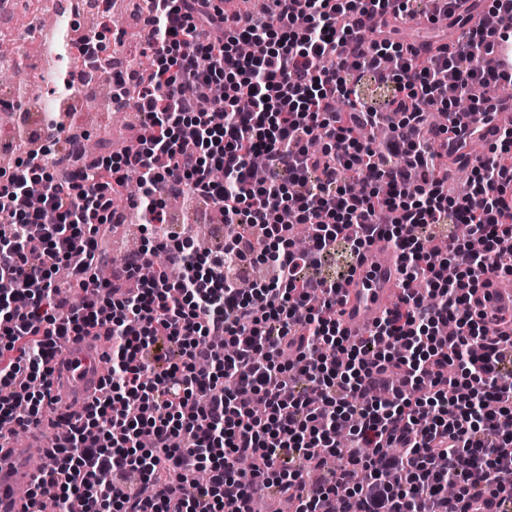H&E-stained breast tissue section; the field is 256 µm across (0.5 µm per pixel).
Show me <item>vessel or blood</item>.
<instances>
[{
	"mask_svg": "<svg viewBox=\"0 0 512 512\" xmlns=\"http://www.w3.org/2000/svg\"><path fill=\"white\" fill-rule=\"evenodd\" d=\"M399 286L396 255L384 238L375 237L352 279L339 292L337 308L346 334H367L390 307ZM50 365L59 410L68 411L102 397L107 365L98 337H69ZM51 462L42 429H30L21 445L0 443V512H25L38 466Z\"/></svg>",
	"mask_w": 512,
	"mask_h": 512,
	"instance_id": "vessel-or-blood-1",
	"label": "vessel or blood"
}]
</instances>
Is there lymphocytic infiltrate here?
<instances>
[{"instance_id": "lymphocytic-infiltrate-1", "label": "lymphocytic infiltrate", "mask_w": 512, "mask_h": 512, "mask_svg": "<svg viewBox=\"0 0 512 512\" xmlns=\"http://www.w3.org/2000/svg\"><path fill=\"white\" fill-rule=\"evenodd\" d=\"M414 2L269 0L263 22L233 29L215 0H151V72L131 82L139 148L56 159L42 146L0 172V282L12 286L0 295V422L41 423L61 339L101 330L112 342L106 394L63 416L70 436L40 468L31 512L47 500L65 512H255L268 488L291 512H512V336L490 330L503 312L476 305L507 272L512 126L485 156L448 146L450 129L488 112V91L512 84L487 65L512 39V0H493L483 30L454 0H428L459 30L429 57L385 33L419 16ZM252 40L264 53L241 55ZM367 78L393 88L398 122L380 143L354 135L381 118L354 98ZM450 83L467 111L444 97ZM216 85L223 98L200 109ZM435 104L448 124L429 130ZM445 159L470 167L467 195L445 192ZM119 193L148 235L178 195L211 202L235 231L206 251L148 238L103 282L97 234ZM286 211L308 225L305 249ZM377 236L406 284L353 340L331 316L344 278L308 270L340 243L359 262ZM450 320L455 335L441 336ZM330 456L343 466L324 471Z\"/></svg>"}]
</instances>
